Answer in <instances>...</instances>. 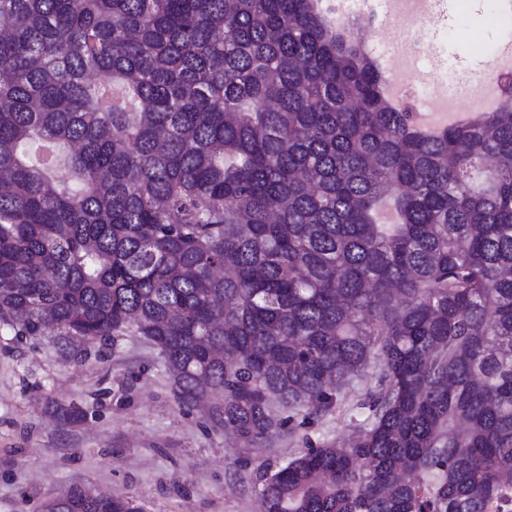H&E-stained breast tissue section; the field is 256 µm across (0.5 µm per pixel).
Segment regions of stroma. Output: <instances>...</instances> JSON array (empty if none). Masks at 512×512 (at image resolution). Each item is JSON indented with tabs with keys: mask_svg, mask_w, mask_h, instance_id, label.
Here are the masks:
<instances>
[{
	"mask_svg": "<svg viewBox=\"0 0 512 512\" xmlns=\"http://www.w3.org/2000/svg\"><path fill=\"white\" fill-rule=\"evenodd\" d=\"M512 0H458L457 10L391 23L369 43L384 58L419 32L415 57L431 84L481 80L505 38ZM85 417L61 424L56 404ZM353 432L342 412L321 426L283 434L263 448H243L212 427L203 409L175 400L158 349L119 336L85 361L60 355L52 335L0 332V512H40L42 502L82 485L132 496L146 512H259L249 483L262 462L284 464L304 436L333 440Z\"/></svg>",
	"mask_w": 512,
	"mask_h": 512,
	"instance_id": "obj_1",
	"label": "stroma"
}]
</instances>
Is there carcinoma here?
<instances>
[{"mask_svg":"<svg viewBox=\"0 0 512 512\" xmlns=\"http://www.w3.org/2000/svg\"><path fill=\"white\" fill-rule=\"evenodd\" d=\"M0 328L155 346L261 512H512V75L425 130L324 0H0ZM43 512H142L75 485Z\"/></svg>","mask_w":512,"mask_h":512,"instance_id":"cac0c4a2","label":"carcinoma"}]
</instances>
